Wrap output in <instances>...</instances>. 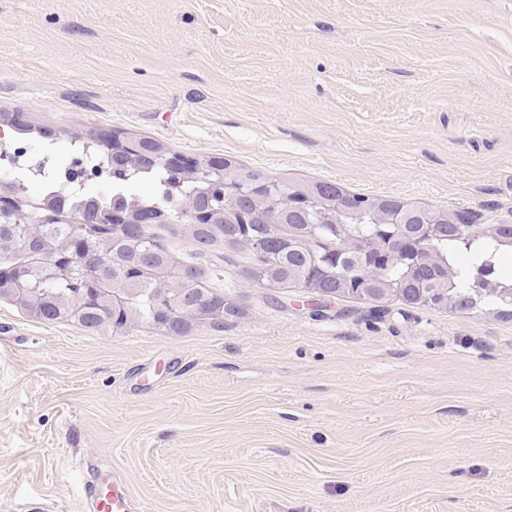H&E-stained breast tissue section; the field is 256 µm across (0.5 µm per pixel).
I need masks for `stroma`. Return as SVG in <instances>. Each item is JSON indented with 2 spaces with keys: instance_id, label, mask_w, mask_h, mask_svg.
<instances>
[{
  "instance_id": "stroma-1",
  "label": "stroma",
  "mask_w": 512,
  "mask_h": 512,
  "mask_svg": "<svg viewBox=\"0 0 512 512\" xmlns=\"http://www.w3.org/2000/svg\"><path fill=\"white\" fill-rule=\"evenodd\" d=\"M512 225V0H0V113ZM233 305L94 334L0 297V512H512V320L318 301L203 252ZM93 512H143V503L133 497L124 481L112 477V482L89 486Z\"/></svg>"
}]
</instances>
